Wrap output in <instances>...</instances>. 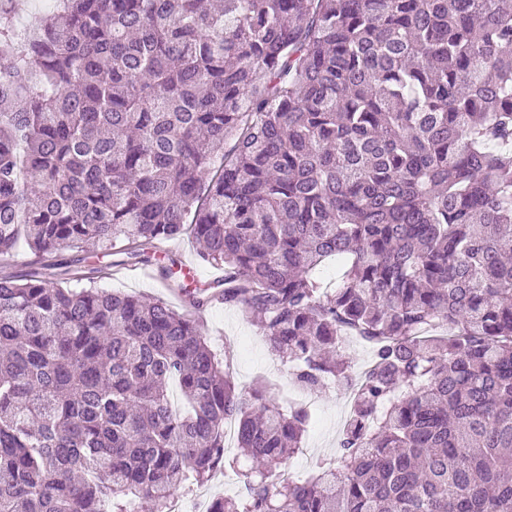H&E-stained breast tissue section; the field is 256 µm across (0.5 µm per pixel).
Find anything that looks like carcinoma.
<instances>
[{"label": "carcinoma", "instance_id": "cac0c4a2", "mask_svg": "<svg viewBox=\"0 0 512 512\" xmlns=\"http://www.w3.org/2000/svg\"><path fill=\"white\" fill-rule=\"evenodd\" d=\"M39 30L0 14V256L168 279L188 231L224 278L185 302L353 407L336 464L287 479L308 411L238 388L195 319L1 274L0 512H165L229 421L253 471L207 512H512V0H64Z\"/></svg>", "mask_w": 512, "mask_h": 512}]
</instances>
